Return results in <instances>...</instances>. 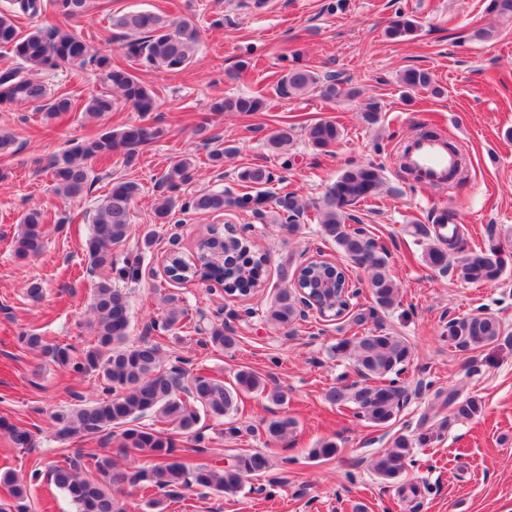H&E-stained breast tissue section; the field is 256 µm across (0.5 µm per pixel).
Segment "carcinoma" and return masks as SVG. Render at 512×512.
Here are the masks:
<instances>
[{"mask_svg": "<svg viewBox=\"0 0 512 512\" xmlns=\"http://www.w3.org/2000/svg\"><path fill=\"white\" fill-rule=\"evenodd\" d=\"M11 9L0 11V47L7 48L19 61L20 68L0 72V105L27 103L55 116L72 110L67 97L50 99L41 80L47 69L66 68L82 72L92 68L102 90L86 104L91 117H102L113 111L116 100L141 114L156 108L154 93L143 85L134 73V65L179 73L193 62L198 33L186 19L175 20L153 12L134 11L112 18V26L124 31V56L130 65L113 62L112 55L93 52L88 43L70 28L73 20L84 18L93 8V0H10ZM51 12L61 20L44 29L25 32L21 20L32 19ZM486 11L496 18L512 21V0H488ZM418 23L404 14L392 19L384 34L394 42L416 36ZM400 84L407 90L427 89L435 95L441 90L432 85L428 72L407 69L400 75ZM320 89L324 96L340 94L334 83H325L320 75L305 65L294 63L274 86L275 95L293 99ZM267 108L263 95L235 94L216 99L213 112L253 113ZM311 146L327 152L341 140L340 126L329 120H319L305 128ZM155 131L148 126L132 124L119 131L104 129L93 137L72 142L60 155L52 158L55 193L65 200L83 197L91 178L92 164L122 153L131 158L139 146L154 139ZM292 128L282 126L269 138L275 150L288 147ZM192 163L184 158L170 166L161 178L162 194L155 207L159 219H166L176 207L183 211L216 212L235 208L273 224H283L294 231L306 211V205L296 193L275 195L268 190L273 173L261 165L247 166L237 173L238 181L247 191L231 195L224 191L203 192L179 202L176 195L190 178ZM382 187L380 167L356 164L346 169L327 186L322 205L316 214L322 238L330 240L345 256L370 275L369 286L374 303L383 309L395 305L397 284L388 270V254L363 228L348 224L350 207L376 198ZM138 192L131 181L112 182L109 194L97 206L86 243L90 269L112 267V247L126 242L133 232L130 204ZM46 215L37 208L28 210L13 238V253L18 259L37 256L44 246ZM429 266L442 272L453 271L466 282L493 281L503 272L500 247L491 245L469 253L460 246L457 229L446 237H436V243L426 252ZM265 258L251 251L244 238L228 236L221 241L203 238L197 252L191 256L173 257L167 273L175 282L191 278L209 279L225 293L246 295L259 286ZM344 273L328 263H310L302 268L296 288H283L274 304L267 309L266 319L286 328L301 316L298 301L301 292L311 293L334 283L343 287ZM167 305L161 330L170 331L182 326L186 311L173 296L165 298ZM321 315L338 316L347 303L336 294L320 299ZM89 323L91 346L75 358L67 345L51 344L37 333L20 337L29 349L40 353L44 362L77 374H92L101 387V396L89 403L73 404L58 409L52 416L56 438L63 441L83 440L108 433L117 451L134 452L150 461L117 471L112 451L84 460L77 452L62 455V460L50 465L52 481L76 506V512H124L118 494L125 484L141 486L150 492L144 503L145 512H164L166 500L182 496L185 490H212L235 495L244 488V480L258 478L270 467L269 459L259 451L243 450L234 454L230 464L222 467L194 465L173 457L175 439L166 429L172 425L201 445L205 441L202 417L221 420L238 412L241 397L248 393H269L281 401L282 394L268 390L266 381L251 370L242 369L231 385L203 375L185 379L186 372L173 365L162 368L161 348L149 340L135 346L127 344L130 327V304L126 292L112 285V279L101 277L94 284ZM501 333L499 320L488 313L454 318L448 321V342L469 349L481 348L496 342ZM208 341L215 346L231 348L237 343L233 330L224 325L209 328ZM336 356L353 360L364 383L352 387L332 386L326 400L338 407L353 404L357 415L375 427H385L395 417L404 396L398 376L412 358L408 342L384 331H371L362 336L343 338L333 348ZM456 392H448V401L456 403L455 416L470 419L480 413L481 400L470 397L455 402ZM295 428L294 420L281 417L270 420L264 433L274 440L287 442ZM0 430L17 448L34 446V435L22 426L2 424ZM338 452L333 440H323L310 450L312 459H330ZM410 454V443L399 438L392 449L376 458L372 468L385 481L398 477ZM39 476L35 468L28 474L13 469L0 471V486L7 488L11 502L1 503L0 512H31L30 490Z\"/></svg>", "mask_w": 512, "mask_h": 512, "instance_id": "obj_1", "label": "carcinoma"}]
</instances>
